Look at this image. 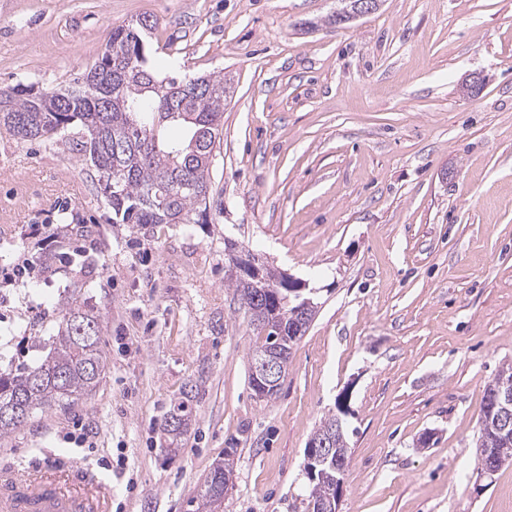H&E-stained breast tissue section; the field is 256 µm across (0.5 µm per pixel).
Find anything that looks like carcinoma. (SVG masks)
<instances>
[{"mask_svg": "<svg viewBox=\"0 0 512 512\" xmlns=\"http://www.w3.org/2000/svg\"><path fill=\"white\" fill-rule=\"evenodd\" d=\"M133 23L112 30L105 49L94 63L101 77L84 76L82 83L63 90L33 92L20 84L0 88V132L19 140L38 142L48 149L61 145L90 163L95 176L106 178L100 187L112 210V223L129 224L147 232L158 224H198L206 217L211 196L210 165L224 119V101L231 86L217 76L192 80L174 76L157 78L147 66L144 38L156 27ZM134 59L132 67L113 74L116 56ZM180 123L188 131L183 140H167V125ZM70 243L95 236V227L75 217ZM246 311L253 308L259 286L241 275L227 278ZM297 302L283 303L267 315L264 327L256 330L249 348L250 361L278 343L288 346L286 333ZM53 321L56 334L44 344L48 353L33 365L0 371V436L25 424L34 410L66 409L75 396L90 395L98 386L106 357L100 348L101 315L69 298L57 309ZM492 385H487L480 404L477 441L495 446L498 430L488 418ZM170 413L177 418L166 426L177 438L187 433L191 420L189 391ZM336 435L334 456L348 467L350 448L346 429L336 430V415L320 420L314 434ZM235 472L234 451L213 464L200 489L190 500L196 512L212 509L229 491L228 480ZM326 485L311 482L308 508L325 503Z\"/></svg>", "mask_w": 512, "mask_h": 512, "instance_id": "obj_1", "label": "carcinoma"}]
</instances>
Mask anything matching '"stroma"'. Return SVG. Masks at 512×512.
Returning <instances> with one entry per match:
<instances>
[{
  "label": "stroma",
  "mask_w": 512,
  "mask_h": 512,
  "mask_svg": "<svg viewBox=\"0 0 512 512\" xmlns=\"http://www.w3.org/2000/svg\"><path fill=\"white\" fill-rule=\"evenodd\" d=\"M337 5L0 0V88L75 85L148 15L158 76L231 84L203 224L132 232L85 161L0 133V367L42 357L71 295L100 313L107 357L91 395L0 437V465L60 457L110 512H187L232 448L218 512H307L305 446L341 408L340 512H512L511 465L475 488L480 402L512 362V0H382L346 28ZM65 210L98 230L69 264L47 259ZM232 243L318 290L272 400L249 384ZM189 393L192 394L191 389H188V391L184 390L182 392V394L185 395V401H181L176 407L173 408L172 412L170 413V417L166 421V428L164 430L173 438L180 437L181 435L187 433L192 423L191 409L189 407L191 395L189 396ZM174 417H177L178 422H174L175 425L170 426L169 420L174 419Z\"/></svg>",
  "instance_id": "stroma-1"
}]
</instances>
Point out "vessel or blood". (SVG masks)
I'll use <instances>...</instances> for the list:
<instances>
[{
    "label": "vessel or blood",
    "instance_id": "1",
    "mask_svg": "<svg viewBox=\"0 0 512 512\" xmlns=\"http://www.w3.org/2000/svg\"><path fill=\"white\" fill-rule=\"evenodd\" d=\"M0 512H106L87 483H70L65 470L36 468L27 476L0 469Z\"/></svg>",
    "mask_w": 512,
    "mask_h": 512
}]
</instances>
